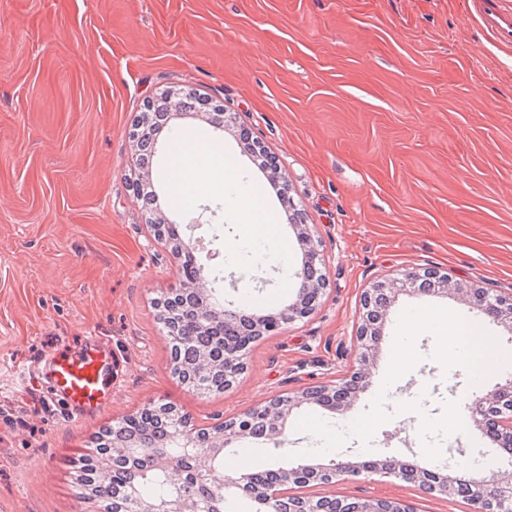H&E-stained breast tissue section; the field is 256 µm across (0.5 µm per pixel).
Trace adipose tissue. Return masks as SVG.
<instances>
[{"instance_id": "ef3b65f1", "label": "adipose tissue", "mask_w": 512, "mask_h": 512, "mask_svg": "<svg viewBox=\"0 0 512 512\" xmlns=\"http://www.w3.org/2000/svg\"><path fill=\"white\" fill-rule=\"evenodd\" d=\"M170 168L172 191L184 192L200 180H211L218 188L235 191L240 199L227 213L229 223L240 225L264 240L277 237L278 225L273 213L260 205L249 189L237 185L234 167L211 144L194 140L180 145ZM444 340L470 372H486L494 362L489 339L466 326L462 317H450Z\"/></svg>"}]
</instances>
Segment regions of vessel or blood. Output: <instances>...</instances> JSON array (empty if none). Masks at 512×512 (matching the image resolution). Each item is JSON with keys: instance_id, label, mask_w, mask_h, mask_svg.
Returning <instances> with one entry per match:
<instances>
[{"instance_id": "vessel-or-blood-1", "label": "vessel or blood", "mask_w": 512, "mask_h": 512, "mask_svg": "<svg viewBox=\"0 0 512 512\" xmlns=\"http://www.w3.org/2000/svg\"><path fill=\"white\" fill-rule=\"evenodd\" d=\"M469 8L490 45L506 54L512 52V0H469ZM45 374L51 396L77 415L94 413L112 390V358L94 343H85L76 354L54 355Z\"/></svg>"}]
</instances>
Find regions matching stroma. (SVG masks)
Masks as SVG:
<instances>
[{
  "label": "stroma",
  "mask_w": 512,
  "mask_h": 512,
  "mask_svg": "<svg viewBox=\"0 0 512 512\" xmlns=\"http://www.w3.org/2000/svg\"><path fill=\"white\" fill-rule=\"evenodd\" d=\"M192 88L234 116L173 121L148 169L131 132L160 92ZM191 131L261 190L281 226L257 242L225 222L230 202L200 182L190 201L168 187L176 131ZM277 157L281 200L241 132ZM194 242L228 308L266 314L297 289L300 209L322 250L326 285L310 315L247 356L232 388L200 395L171 373L153 301L181 287L180 261L142 207ZM287 254H280V247ZM447 273V295L399 296L367 384L339 413L294 409L285 444L235 440L239 464L328 465L392 457L432 469L504 464L476 425L448 434L450 404L512 375V336L470 310L459 288L512 292V57L492 49L465 0H0V400L46 391L45 365L85 332L112 353V397L95 414L0 418V512H100L73 481L97 433L157 401L210 426L282 395L342 382L356 368L361 294L404 270ZM466 314L506 360L481 386L443 332L408 322ZM405 347L413 362L395 367ZM301 496L387 498L418 512H473L458 495L395 477L341 476Z\"/></svg>",
  "instance_id": "35a3bbf8"
}]
</instances>
